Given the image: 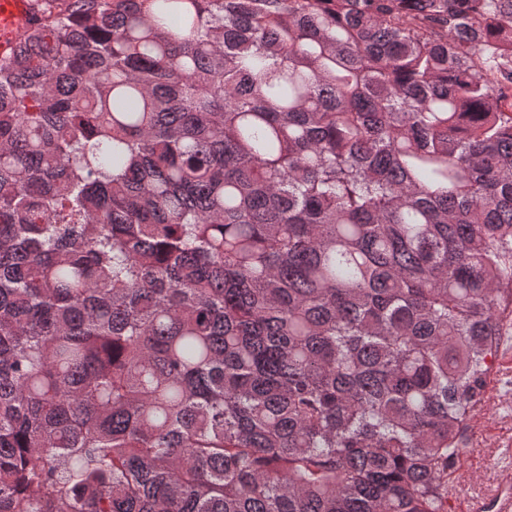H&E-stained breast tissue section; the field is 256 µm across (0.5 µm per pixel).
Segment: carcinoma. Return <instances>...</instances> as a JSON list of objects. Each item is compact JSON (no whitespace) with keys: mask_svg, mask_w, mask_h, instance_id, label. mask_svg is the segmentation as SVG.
Here are the masks:
<instances>
[{"mask_svg":"<svg viewBox=\"0 0 512 512\" xmlns=\"http://www.w3.org/2000/svg\"><path fill=\"white\" fill-rule=\"evenodd\" d=\"M512 335V0H39L0 57V512H448Z\"/></svg>","mask_w":512,"mask_h":512,"instance_id":"1","label":"carcinoma"}]
</instances>
